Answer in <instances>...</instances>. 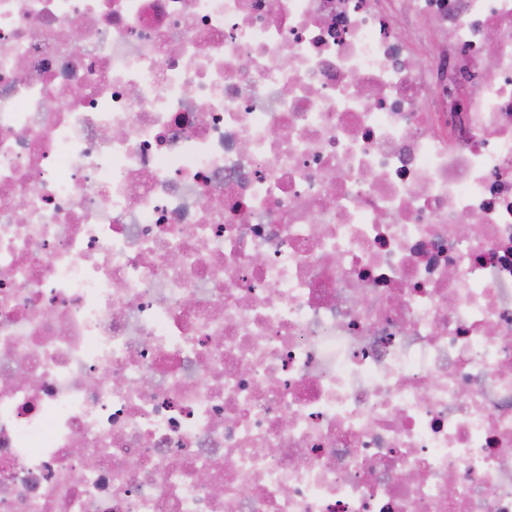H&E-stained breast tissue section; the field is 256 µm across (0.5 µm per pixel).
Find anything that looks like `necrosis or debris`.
<instances>
[{
    "mask_svg": "<svg viewBox=\"0 0 512 512\" xmlns=\"http://www.w3.org/2000/svg\"><path fill=\"white\" fill-rule=\"evenodd\" d=\"M0 512H512V0H0Z\"/></svg>",
    "mask_w": 512,
    "mask_h": 512,
    "instance_id": "necrosis-or-debris-1",
    "label": "necrosis or debris"
}]
</instances>
